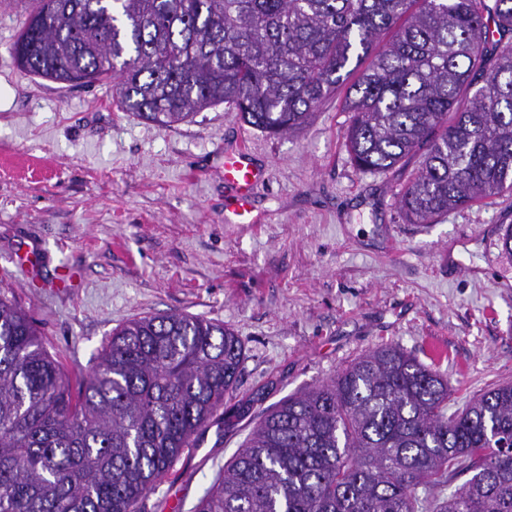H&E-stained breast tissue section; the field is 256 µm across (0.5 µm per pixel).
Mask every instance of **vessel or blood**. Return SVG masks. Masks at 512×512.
Wrapping results in <instances>:
<instances>
[{
  "instance_id": "obj_1",
  "label": "vessel or blood",
  "mask_w": 512,
  "mask_h": 512,
  "mask_svg": "<svg viewBox=\"0 0 512 512\" xmlns=\"http://www.w3.org/2000/svg\"><path fill=\"white\" fill-rule=\"evenodd\" d=\"M264 177L263 171L254 163L246 144L224 153V186L228 191V212L239 222H247L252 213L253 193Z\"/></svg>"
}]
</instances>
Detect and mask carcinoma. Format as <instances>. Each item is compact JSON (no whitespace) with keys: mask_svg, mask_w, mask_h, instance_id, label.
Segmentation results:
<instances>
[{"mask_svg":"<svg viewBox=\"0 0 512 512\" xmlns=\"http://www.w3.org/2000/svg\"><path fill=\"white\" fill-rule=\"evenodd\" d=\"M20 69L110 84L158 126L225 104L271 135L349 84L363 172L418 156L412 224L512 192V0H28ZM243 345L202 317L112 330L72 394L0 297V512H140L237 381ZM448 379L398 345L263 412L196 512H512V384L448 413ZM446 498L419 497L457 476Z\"/></svg>","mask_w":512,"mask_h":512,"instance_id":"carcinoma-1","label":"carcinoma"}]
</instances>
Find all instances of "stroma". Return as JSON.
Wrapping results in <instances>:
<instances>
[{
	"label": "stroma",
	"mask_w": 512,
	"mask_h": 512,
	"mask_svg": "<svg viewBox=\"0 0 512 512\" xmlns=\"http://www.w3.org/2000/svg\"><path fill=\"white\" fill-rule=\"evenodd\" d=\"M27 9L0 6V295L28 312L72 389L113 329L169 312L240 337L228 408L254 397L265 410L389 344L447 377L452 412L512 383L500 254L512 193L408 223L398 201L418 161L358 170L344 90L297 133L261 132L222 105L162 128L118 110L109 87L20 71L10 48ZM242 142L265 174L255 224L224 218V153ZM252 428L225 431L216 413L141 512L175 500L195 512Z\"/></svg>",
	"instance_id": "obj_1"
}]
</instances>
